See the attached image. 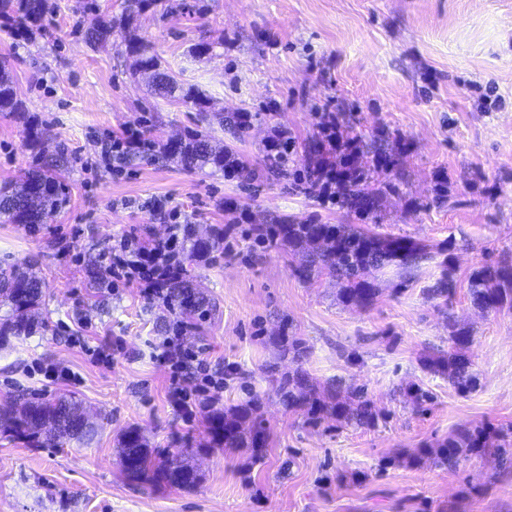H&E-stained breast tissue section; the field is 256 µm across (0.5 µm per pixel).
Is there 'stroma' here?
Listing matches in <instances>:
<instances>
[{"label":"stroma","instance_id":"obj_1","mask_svg":"<svg viewBox=\"0 0 512 512\" xmlns=\"http://www.w3.org/2000/svg\"><path fill=\"white\" fill-rule=\"evenodd\" d=\"M114 31L91 47L99 18ZM29 40L0 15V58H9L23 112H0V183L35 167L32 128L48 129L75 162L65 174L68 202L30 231L0 221V261L35 264L44 282V333L0 348V405L12 396H75L96 417L86 447L32 445L0 434V512H512V457L462 451L456 465L433 453L456 428L512 425V310L483 313L468 297L481 263H512V0H45ZM161 57L209 113H251L244 132L211 123L212 142L231 146L248 169L228 178L160 158L162 144L197 127L193 104L157 95L134 73L129 39ZM209 44L198 54V44ZM493 89L500 102L484 108ZM341 134L374 149L398 150L396 191L379 200V223L322 203L294 180L302 145L325 113ZM129 125L151 143L124 162L103 160L99 142ZM287 130L297 145L282 172L266 144ZM164 200L170 222L152 205ZM312 219L359 224L437 248L453 245L458 288L448 310L426 295L436 261L397 289L394 271L377 274L370 308L342 304L329 276L302 281L285 246L256 245L255 224ZM230 226L218 250L193 267L194 283L217 303L188 344L211 365L234 367L219 400L231 409L258 399L268 432L261 455L246 448L204 450V411L185 418L169 401V377L153 347L171 319L137 289L97 291L90 264L115 241L166 237L171 224ZM472 330L478 386L462 395L425 371L423 354L448 351V324ZM289 328L305 340L302 367L320 389L339 382L366 392L374 426L328 417L312 425L286 409L266 373L279 362L274 338ZM89 345L122 343L111 364L91 362ZM57 364L73 381L47 383ZM430 398L414 407L404 389ZM137 427L150 447L198 448L191 488H146L122 475L117 440Z\"/></svg>","mask_w":512,"mask_h":512}]
</instances>
